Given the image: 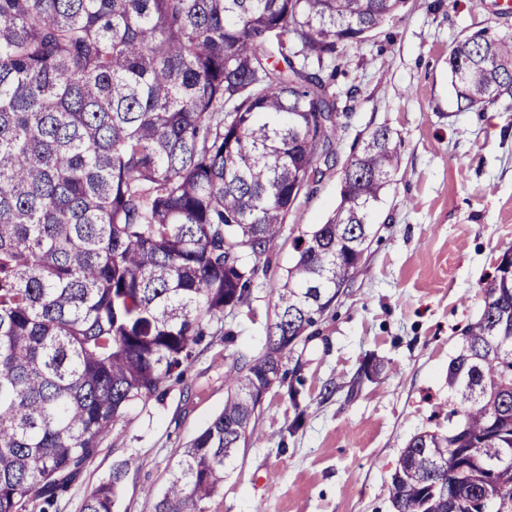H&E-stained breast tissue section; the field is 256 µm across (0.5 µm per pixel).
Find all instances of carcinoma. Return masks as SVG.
Wrapping results in <instances>:
<instances>
[{
	"label": "carcinoma",
	"mask_w": 512,
	"mask_h": 512,
	"mask_svg": "<svg viewBox=\"0 0 512 512\" xmlns=\"http://www.w3.org/2000/svg\"><path fill=\"white\" fill-rule=\"evenodd\" d=\"M406 0H0V512H57L134 403L178 381L250 306L259 260L318 163H336L338 48ZM458 104L512 96V35L448 58ZM399 143L368 136L333 216L294 239L264 351L224 371V409L154 512H205L254 432V383L336 300L368 248ZM448 364V431L400 452L395 512L512 499V251ZM122 471L80 512H112Z\"/></svg>",
	"instance_id": "cac0c4a2"
}]
</instances>
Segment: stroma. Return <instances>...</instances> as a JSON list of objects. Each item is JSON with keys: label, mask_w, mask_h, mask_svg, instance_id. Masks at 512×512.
<instances>
[{"label": "stroma", "mask_w": 512, "mask_h": 512, "mask_svg": "<svg viewBox=\"0 0 512 512\" xmlns=\"http://www.w3.org/2000/svg\"><path fill=\"white\" fill-rule=\"evenodd\" d=\"M512 34V10L494 0H406L400 14L355 48L338 50L337 96L356 94L341 121V160L381 126L397 133L399 171L372 217L371 242L343 294L293 360L303 380L301 426L287 384L256 415V439L228 470L207 512H393L388 488L417 433L448 428V363L461 329L482 311L483 280L512 249V97L461 110L448 55L478 31ZM342 168L323 169L302 193L252 285L251 303L225 314L235 332L206 338L182 381L133 405L79 479L61 512L122 470L114 512H153L181 451L224 407V362L264 348L273 288L293 263L294 240L340 202ZM370 360L382 369L357 393Z\"/></svg>", "instance_id": "stroma-1"}]
</instances>
